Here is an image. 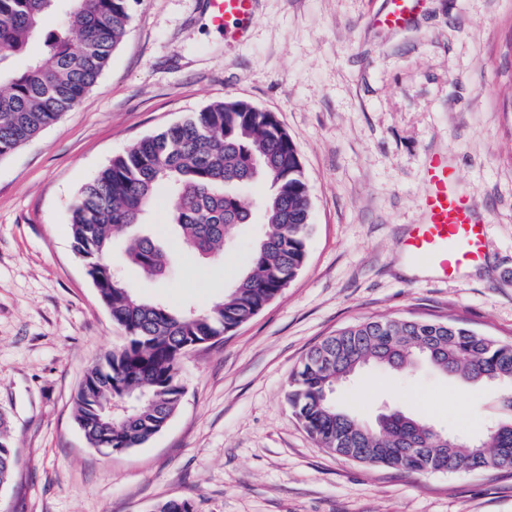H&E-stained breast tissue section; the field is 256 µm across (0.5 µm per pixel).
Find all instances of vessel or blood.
<instances>
[{
  "mask_svg": "<svg viewBox=\"0 0 512 512\" xmlns=\"http://www.w3.org/2000/svg\"><path fill=\"white\" fill-rule=\"evenodd\" d=\"M256 0H210V22L225 39H240L255 17ZM422 0H387L377 24L399 29L409 24ZM427 191L422 199L423 223L412 225L404 246L413 259L425 261L442 277L457 275L484 257L486 226L477 219L467 197L455 189L447 157L429 156Z\"/></svg>",
  "mask_w": 512,
  "mask_h": 512,
  "instance_id": "b4317fda",
  "label": "vessel or blood"
}]
</instances>
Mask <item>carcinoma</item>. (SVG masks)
Wrapping results in <instances>:
<instances>
[{
    "label": "carcinoma",
    "mask_w": 512,
    "mask_h": 512,
    "mask_svg": "<svg viewBox=\"0 0 512 512\" xmlns=\"http://www.w3.org/2000/svg\"><path fill=\"white\" fill-rule=\"evenodd\" d=\"M59 19L47 26L54 11ZM131 21L129 0H0V157L75 107L108 66ZM43 40L24 67L10 60ZM263 167L253 174V161ZM262 180L264 230L250 269L201 310L178 311L140 298L112 267V247L145 223L158 186L166 187L170 224L204 259L217 260L249 207L239 189ZM70 234L97 294L124 344L104 354L75 396V420L87 444L108 452L140 447L169 422L185 391L180 363L197 342L233 331L293 281L307 256L311 204L296 146L277 120L242 100L209 104L183 121L146 136L83 186L72 208ZM126 260L145 276L165 274L155 238L133 237ZM420 361L465 384L501 387V419L479 448L456 436L440 442L425 420L391 409L361 422L331 396L336 381L366 365L412 371ZM293 414L321 445L345 459L398 471L448 473L512 468V345L459 324L406 318L366 320L314 346L292 374ZM0 421V484L8 486L13 450Z\"/></svg>",
    "instance_id": "obj_1"
}]
</instances>
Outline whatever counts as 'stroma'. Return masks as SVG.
<instances>
[{
    "mask_svg": "<svg viewBox=\"0 0 512 512\" xmlns=\"http://www.w3.org/2000/svg\"><path fill=\"white\" fill-rule=\"evenodd\" d=\"M386 0H257L228 46L209 0H133L127 35L78 106L0 157V417L14 475L0 512H512V469L411 473L321 448L287 400L304 355L367 319L461 323L512 343V0H427L402 29L373 26ZM224 99L273 113L308 179L306 263L254 318L189 352L186 387L147 444L104 454L74 418L88 368L123 333L72 247L82 187L139 139ZM444 153L456 189L488 226L481 263L444 280L402 241L421 223L423 169ZM157 190L150 230L165 277L112 261L139 295L200 309L250 265L261 224L232 233L218 262L166 230ZM494 385L461 386L428 367H374L334 397L374 421L396 407L473 436L500 415Z\"/></svg>",
    "mask_w": 512,
    "mask_h": 512,
    "instance_id": "obj_1",
    "label": "stroma"
}]
</instances>
